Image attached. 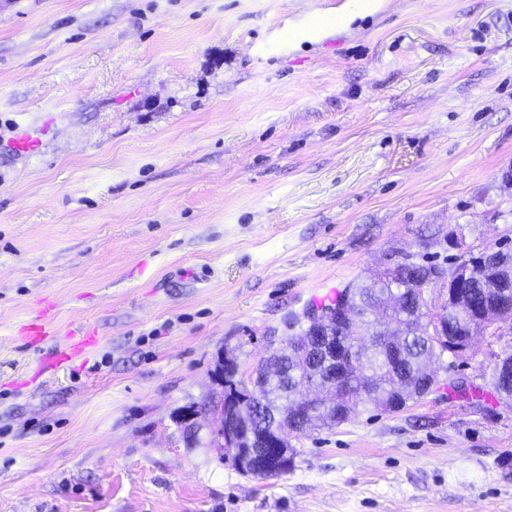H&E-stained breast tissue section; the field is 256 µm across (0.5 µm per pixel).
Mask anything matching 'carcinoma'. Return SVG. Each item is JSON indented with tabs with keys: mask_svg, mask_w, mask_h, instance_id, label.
<instances>
[{
	"mask_svg": "<svg viewBox=\"0 0 512 512\" xmlns=\"http://www.w3.org/2000/svg\"><path fill=\"white\" fill-rule=\"evenodd\" d=\"M457 262L443 266L432 262H415L389 267L367 283L341 290L333 309L343 300L349 301L350 347L354 349L357 366L345 383L349 393L339 399L317 405L315 412L300 420L310 385L316 380H326L327 368L316 364L311 355L300 354L295 344L316 333L317 326L306 325L300 317L288 320V329L295 334L281 341L266 352L255 369L256 390L236 380L238 365L230 360L219 367L218 381L222 395L215 402L189 407L183 416L185 431L190 440H198L202 425L200 416L214 418L224 413V404L238 409L242 433L263 432L269 438L286 435L282 452L286 464L271 463L252 472L254 476L282 475L291 469L296 449L290 438L302 435L313 422L331 427L354 417L362 404H370L385 412H398L410 401L425 396L430 380L428 364L443 360L445 354L457 355L448 346V336H434L429 326L439 323L443 331L451 330L461 316L480 317L486 313L484 327H489L506 317L498 313L500 286L481 271L479 258H473V275L457 288L462 309L451 308L441 314L421 308L411 296V289L433 272L453 270Z\"/></svg>",
	"mask_w": 512,
	"mask_h": 512,
	"instance_id": "1",
	"label": "carcinoma"
}]
</instances>
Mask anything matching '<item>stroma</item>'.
<instances>
[{
	"mask_svg": "<svg viewBox=\"0 0 512 512\" xmlns=\"http://www.w3.org/2000/svg\"><path fill=\"white\" fill-rule=\"evenodd\" d=\"M510 172L512 0H0V512H512V328L280 477L182 422L347 285L512 249ZM46 306L99 341L42 375ZM43 146L42 139L29 127L16 125L11 147L14 151L25 154H37Z\"/></svg>",
	"mask_w": 512,
	"mask_h": 512,
	"instance_id": "obj_1",
	"label": "stroma"
}]
</instances>
